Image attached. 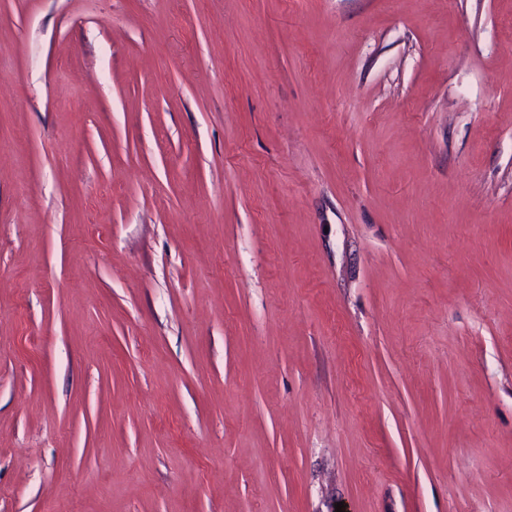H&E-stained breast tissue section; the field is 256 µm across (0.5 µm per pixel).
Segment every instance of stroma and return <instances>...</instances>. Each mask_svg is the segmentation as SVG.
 Masks as SVG:
<instances>
[{
	"label": "stroma",
	"mask_w": 512,
	"mask_h": 512,
	"mask_svg": "<svg viewBox=\"0 0 512 512\" xmlns=\"http://www.w3.org/2000/svg\"><path fill=\"white\" fill-rule=\"evenodd\" d=\"M512 512V0H0V512Z\"/></svg>",
	"instance_id": "35a3bbf8"
}]
</instances>
